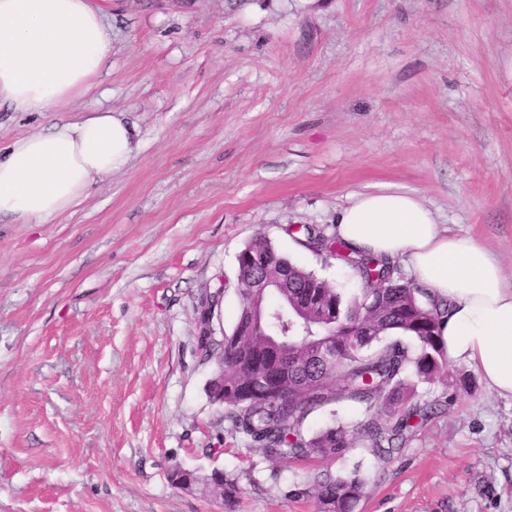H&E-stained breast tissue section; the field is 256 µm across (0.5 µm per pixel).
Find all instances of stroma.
I'll list each match as a JSON object with an SVG mask.
<instances>
[{
  "label": "stroma",
  "instance_id": "35a3bbf8",
  "mask_svg": "<svg viewBox=\"0 0 512 512\" xmlns=\"http://www.w3.org/2000/svg\"><path fill=\"white\" fill-rule=\"evenodd\" d=\"M112 57L67 111L0 104V149L81 112L133 124L139 152L46 224L0 218V512H316L308 461H266L207 394L199 306L236 320L237 255L303 246L355 194L415 195L512 280V0H94ZM454 401L389 463L362 441L356 512H512V398L447 361L419 402ZM234 474V508L170 474Z\"/></svg>",
  "mask_w": 512,
  "mask_h": 512
}]
</instances>
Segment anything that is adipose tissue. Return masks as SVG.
Wrapping results in <instances>:
<instances>
[{
  "instance_id": "adipose-tissue-1",
  "label": "adipose tissue",
  "mask_w": 512,
  "mask_h": 512,
  "mask_svg": "<svg viewBox=\"0 0 512 512\" xmlns=\"http://www.w3.org/2000/svg\"><path fill=\"white\" fill-rule=\"evenodd\" d=\"M111 55L93 0H0V102L16 111L69 108L93 89ZM139 146L134 128L106 110L17 139L0 153V216L45 224L64 215ZM335 224L352 246L406 257L414 279L448 303L442 336L449 358L512 398V283L486 246L449 235L400 190L356 194Z\"/></svg>"
}]
</instances>
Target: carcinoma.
<instances>
[{
	"label": "carcinoma",
	"instance_id": "obj_1",
	"mask_svg": "<svg viewBox=\"0 0 512 512\" xmlns=\"http://www.w3.org/2000/svg\"><path fill=\"white\" fill-rule=\"evenodd\" d=\"M300 231L308 247L356 274L361 293L348 298L330 285L321 289L323 300L336 306L334 336L325 335L308 312L290 326L279 312L312 292L308 285L315 273L277 253L288 267L289 287L277 294L264 328L248 336L233 328L220 343L200 339L206 355L218 352L224 357L230 431L266 460L332 462L352 447L356 434L372 455L389 462L409 441L413 419L427 420L453 402L449 395L423 405L414 400L416 383L433 381L447 359L441 333L448 306L405 281L391 258L354 248L324 226L304 225ZM384 337L391 341L370 351ZM404 338L416 343L415 351ZM324 346L333 348L329 361L317 359ZM349 401L366 407L355 428L339 424L310 437L302 434V422L310 413ZM365 485L357 469L346 474L325 469L293 495L313 498L318 512H354Z\"/></svg>",
	"mask_w": 512,
	"mask_h": 512
}]
</instances>
